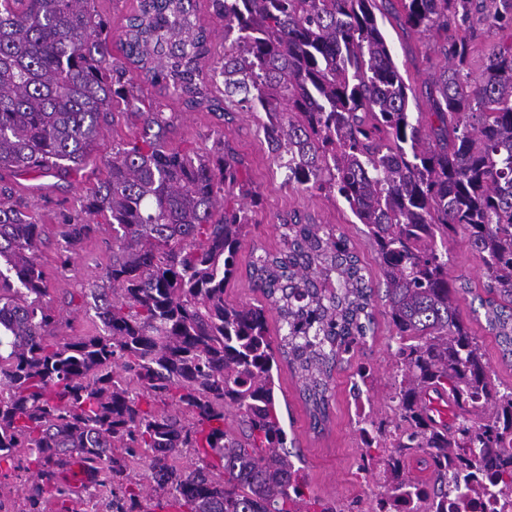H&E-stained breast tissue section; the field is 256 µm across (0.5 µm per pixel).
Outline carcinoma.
<instances>
[{
	"mask_svg": "<svg viewBox=\"0 0 512 512\" xmlns=\"http://www.w3.org/2000/svg\"><path fill=\"white\" fill-rule=\"evenodd\" d=\"M95 2L0 0V172L66 176L116 114L141 124L59 225L64 266L98 218L112 225V260L84 294L94 334L59 335L43 227L0 175V477L19 480L20 500L0 512L71 497L72 459L106 512H147L149 495L182 512H342L305 498L272 370L288 362L313 428L325 425L333 372L374 335L373 281L339 227L295 214L279 249L251 263L268 305L226 303L258 194L225 141L205 155L167 145L172 119L146 85L224 123L261 114L288 182L342 200L364 226L396 341L394 417L358 420L389 474L380 512H448L453 468L480 472L477 492L491 482L512 496V389L493 384L461 315L472 289L448 278L461 232L483 262L487 331L512 357V0H399L405 28L444 40L416 114L380 23L392 0H208L226 43L208 79L197 0H137L121 60ZM478 14L501 39L476 58L448 28ZM429 390L448 395V420L431 416ZM187 453L197 462L182 467Z\"/></svg>",
	"mask_w": 512,
	"mask_h": 512,
	"instance_id": "carcinoma-1",
	"label": "carcinoma"
}]
</instances>
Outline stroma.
I'll list each match as a JSON object with an SVG mask.
<instances>
[{"label":"stroma","mask_w":512,"mask_h":512,"mask_svg":"<svg viewBox=\"0 0 512 512\" xmlns=\"http://www.w3.org/2000/svg\"><path fill=\"white\" fill-rule=\"evenodd\" d=\"M383 30L395 64L401 73L407 74L415 89L412 111H428L425 90L444 62L438 44L428 36L403 29L401 20L391 15L384 18ZM158 100L165 112L174 118V125L166 137L169 146L205 153L218 140L228 141L244 158L250 180L262 197V205L253 217L251 232L237 255V275L224 289L227 303H262V295L253 290L250 280L252 258L278 249L277 225L295 213L320 224L339 226L350 238L372 279H379L374 254L349 209L342 202L289 184L286 170L273 164L268 156L258 118L242 113L233 122L223 125L206 110L186 111L179 101L170 96L162 94ZM42 183V194L27 196L26 201L44 230L45 243L39 261L46 273L50 298L56 307L63 309L70 299L79 297L82 288L101 275L109 263L112 230L102 227L78 249L72 265L61 269L62 243L58 226L63 215L79 209L94 182L80 171L59 179L46 177ZM448 252L449 278L467 283L474 292H481L485 282L483 263L466 239L458 236L450 240ZM460 307L463 318L469 322L485 350L493 383L502 389L512 387V360L503 357L494 337L486 331L484 320L473 315L469 300H461ZM375 318L374 336L368 338L366 345L357 349L334 374L330 418L324 430L317 432L311 428L301 382L287 363H280L274 372L283 426L288 438L294 441L306 475L305 492L311 498L336 500L343 512H370L375 506L373 492L386 489L382 469L370 473L363 469L357 422L367 413L368 404L356 400L352 390L356 368L363 364L374 371L369 383L371 396L382 400L390 391V354L396 347V341L383 306H376Z\"/></svg>","instance_id":"stroma-1"}]
</instances>
